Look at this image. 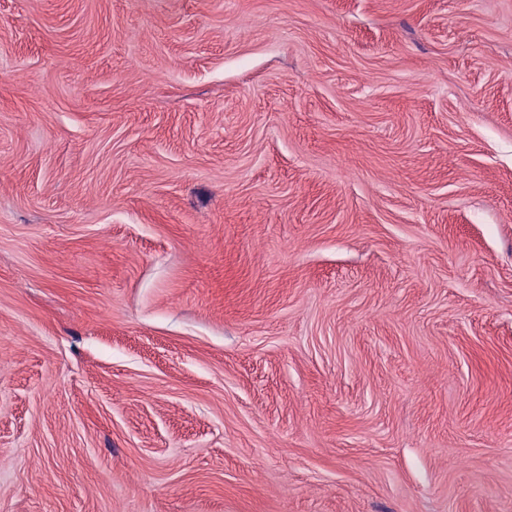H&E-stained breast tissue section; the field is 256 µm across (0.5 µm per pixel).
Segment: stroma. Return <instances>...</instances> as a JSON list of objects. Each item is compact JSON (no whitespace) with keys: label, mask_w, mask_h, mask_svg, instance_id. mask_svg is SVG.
Returning a JSON list of instances; mask_svg holds the SVG:
<instances>
[{"label":"stroma","mask_w":512,"mask_h":512,"mask_svg":"<svg viewBox=\"0 0 512 512\" xmlns=\"http://www.w3.org/2000/svg\"><path fill=\"white\" fill-rule=\"evenodd\" d=\"M0 512H512V0H0Z\"/></svg>","instance_id":"stroma-1"}]
</instances>
